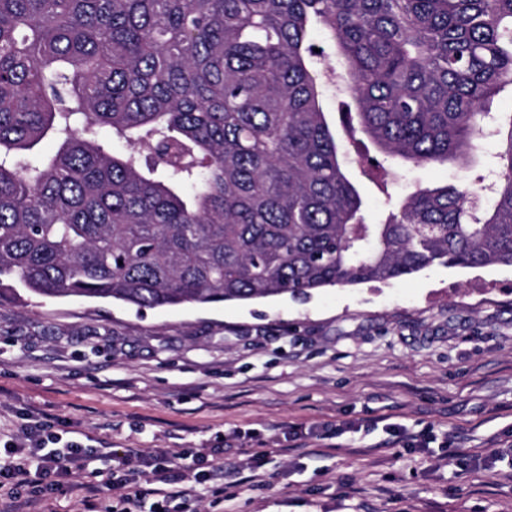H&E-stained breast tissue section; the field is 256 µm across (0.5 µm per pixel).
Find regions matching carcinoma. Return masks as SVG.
I'll list each match as a JSON object with an SVG mask.
<instances>
[{"mask_svg": "<svg viewBox=\"0 0 512 512\" xmlns=\"http://www.w3.org/2000/svg\"><path fill=\"white\" fill-rule=\"evenodd\" d=\"M317 32L350 138L468 165L487 122L490 190L419 188L370 219ZM507 87L512 0H0V301L210 305L512 265V115L489 112ZM394 175L368 160L383 193ZM336 89L329 88L323 99V108L326 112V117L333 132L343 136L345 133V117L336 112Z\"/></svg>", "mask_w": 512, "mask_h": 512, "instance_id": "1", "label": "carcinoma"}]
</instances>
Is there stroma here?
I'll return each mask as SVG.
<instances>
[{
	"instance_id": "35a3bbf8",
	"label": "stroma",
	"mask_w": 512,
	"mask_h": 512,
	"mask_svg": "<svg viewBox=\"0 0 512 512\" xmlns=\"http://www.w3.org/2000/svg\"><path fill=\"white\" fill-rule=\"evenodd\" d=\"M349 173L373 216L475 170L403 166L386 196ZM45 419L82 445L69 481L87 503L31 512H125L111 463L141 483L142 460L199 453L184 512H512V266L210 306L2 301L0 460Z\"/></svg>"
}]
</instances>
